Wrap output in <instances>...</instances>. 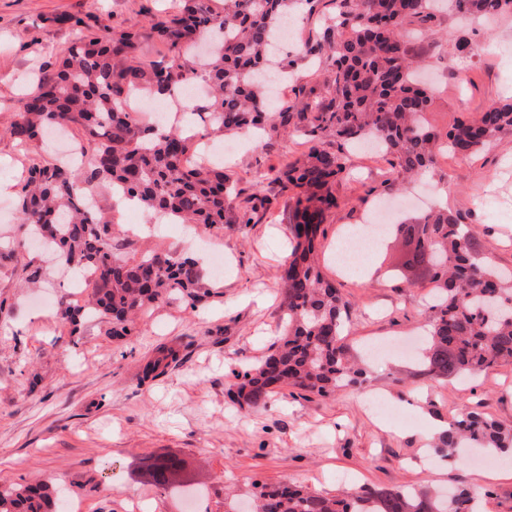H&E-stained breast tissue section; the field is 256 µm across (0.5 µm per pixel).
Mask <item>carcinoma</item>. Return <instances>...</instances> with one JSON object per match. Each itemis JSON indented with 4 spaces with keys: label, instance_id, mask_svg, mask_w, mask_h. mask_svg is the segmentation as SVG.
I'll return each instance as SVG.
<instances>
[{
    "label": "carcinoma",
    "instance_id": "1",
    "mask_svg": "<svg viewBox=\"0 0 512 512\" xmlns=\"http://www.w3.org/2000/svg\"><path fill=\"white\" fill-rule=\"evenodd\" d=\"M294 0H224V10L208 0H179L175 13L152 16L138 29L79 35L35 88L20 100L8 132L19 144L49 127L72 123L81 135L75 149L88 156L34 164L22 188L18 223L62 252L66 264L92 275L89 301L65 311L66 319L94 316L109 324L108 334L126 336L134 318L170 301L194 308L213 296L195 259L179 253L146 256L133 262L114 252L110 221L85 207L90 187L118 186L147 211L183 224L217 227L249 224V212H236L239 196L231 176L216 166L188 167L184 156L192 139L177 128L153 137L155 124L125 109L135 91L169 96L198 76L209 102L204 128L226 135L243 131L264 137L290 129L311 143L308 151L268 175L288 189L287 220L293 248L281 275L285 320L278 346L260 363L234 375L229 395L242 408L268 404L274 389L291 386L326 398L360 383L365 369L348 358L342 343L344 301L322 273L317 244L339 207L334 190L345 169L344 156L321 146L331 137L343 146L373 140L389 156L397 178L432 172L443 152L472 157L497 137L512 131V102L494 103L471 118L438 131L423 120L435 89L420 84L416 56L405 33L429 32L437 21V0H328L322 28L306 43L326 73L323 95L297 111L288 102L271 107L264 88L272 69L285 74L293 62L276 61L275 34ZM448 11L466 18L512 15V0H448ZM144 42L159 44L161 60L138 54ZM422 229L409 255L430 273L432 300L428 333L419 355L422 375L430 379L478 374L512 363V276L471 257V229L448 208H435L411 221L389 225L396 239L409 224ZM178 353L159 346L141 381L154 380L177 362ZM512 448V430L477 410L468 411L443 436L436 451L453 456L462 445ZM151 484L163 490L182 478L174 459L148 456ZM50 483L0 487V512H55ZM256 512H478V495L466 488L452 495L427 488L363 485L341 495L307 487L255 485Z\"/></svg>",
    "mask_w": 512,
    "mask_h": 512
}]
</instances>
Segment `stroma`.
Wrapping results in <instances>:
<instances>
[{
  "label": "stroma",
  "mask_w": 512,
  "mask_h": 512,
  "mask_svg": "<svg viewBox=\"0 0 512 512\" xmlns=\"http://www.w3.org/2000/svg\"><path fill=\"white\" fill-rule=\"evenodd\" d=\"M172 0H0V246L22 239L17 202L32 164L55 163L58 148L36 139L19 145L6 129L15 104L35 74L59 60L76 35L132 29L150 15L172 10ZM291 16L299 83L315 85L303 51L315 37L317 17L298 0ZM465 36L466 51L455 47ZM438 88L425 117L439 130L512 96V16L467 23L446 13L431 34L409 40ZM308 148L301 133L242 141L224 162L242 196L265 200L252 223L187 228L138 210L116 225L123 257L185 252L197 259L216 292L202 308L175 302L141 315L130 335L112 338L99 320L71 326L65 308L85 294L66 288L67 272L28 246L0 257V486L50 481L77 512H186L182 498L151 485L140 473L144 457L185 459L200 493L193 512H225L226 493L246 512L253 481L302 483L330 494L346 489L345 475L381 487L451 488L466 485L480 496V512H512V479L485 473L512 467V456L480 451L476 458L437 454L425 433L431 421H454L478 407L512 427V364L462 379L431 381L414 357L374 355L371 345L395 339L402 346L423 333L429 283L401 268L404 249L385 240L357 274L330 259L341 234L367 223L377 209L390 167L371 149L348 153L336 181L341 202L320 249L324 274L348 303L344 343L367 371L363 385L329 398L283 388L268 407L244 410L228 394L233 370L258 363L282 325L279 272L288 255V198L280 184L263 180L268 168ZM434 201L458 212L473 230V254L512 271V132L478 155L446 154L427 175ZM224 254V273L210 270L212 252ZM40 268L38 287L24 285V267ZM174 346L179 361L142 381L157 345ZM381 397L391 413L378 419L366 407Z\"/></svg>",
  "instance_id": "obj_1"
}]
</instances>
